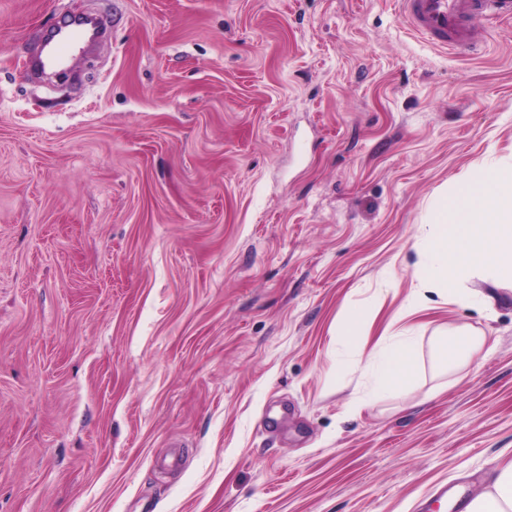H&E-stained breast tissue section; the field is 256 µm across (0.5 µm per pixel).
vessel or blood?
<instances>
[{
    "mask_svg": "<svg viewBox=\"0 0 512 512\" xmlns=\"http://www.w3.org/2000/svg\"><path fill=\"white\" fill-rule=\"evenodd\" d=\"M399 13L423 40L442 49L472 50L478 45L470 22L478 16H512V0H396ZM82 27L64 29L54 39L51 61L61 65L64 52L78 48Z\"/></svg>",
    "mask_w": 512,
    "mask_h": 512,
    "instance_id": "vessel-or-blood-1",
    "label": "vessel or blood"
}]
</instances>
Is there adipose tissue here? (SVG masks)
<instances>
[{
    "instance_id": "ef3b65f1",
    "label": "adipose tissue",
    "mask_w": 512,
    "mask_h": 512,
    "mask_svg": "<svg viewBox=\"0 0 512 512\" xmlns=\"http://www.w3.org/2000/svg\"><path fill=\"white\" fill-rule=\"evenodd\" d=\"M480 350V339L467 329L439 334L434 343V359L447 365L457 357L473 359ZM372 381V394L384 397L413 382L420 371L419 345L412 328L390 335L365 365ZM498 475L488 490L477 494L465 512H512V460L498 464Z\"/></svg>"
}]
</instances>
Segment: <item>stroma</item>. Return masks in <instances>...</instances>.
<instances>
[{
	"label": "stroma",
	"mask_w": 512,
	"mask_h": 512,
	"mask_svg": "<svg viewBox=\"0 0 512 512\" xmlns=\"http://www.w3.org/2000/svg\"><path fill=\"white\" fill-rule=\"evenodd\" d=\"M81 14L97 44L35 74ZM473 26L468 56L393 0H0V512H417L491 483L512 294L403 309L431 197L512 158V19ZM447 325L484 336L467 367L435 365ZM402 326L422 374L370 397ZM362 326V316L355 314L348 317L336 327L337 339L345 345H354L361 336Z\"/></svg>",
	"instance_id": "stroma-1"
}]
</instances>
